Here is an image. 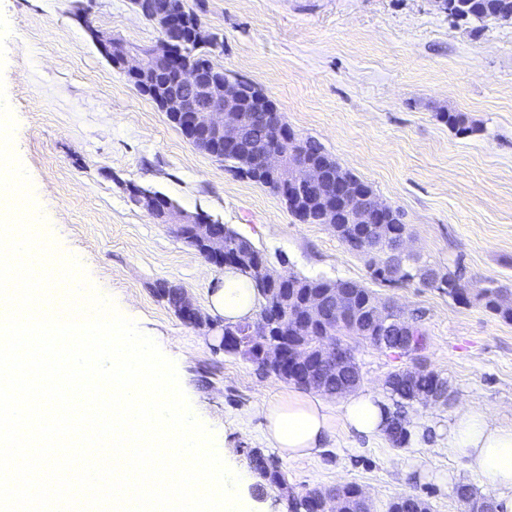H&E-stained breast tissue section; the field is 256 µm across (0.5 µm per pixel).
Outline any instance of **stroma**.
Wrapping results in <instances>:
<instances>
[{"instance_id":"obj_1","label":"stroma","mask_w":512,"mask_h":512,"mask_svg":"<svg viewBox=\"0 0 512 512\" xmlns=\"http://www.w3.org/2000/svg\"><path fill=\"white\" fill-rule=\"evenodd\" d=\"M224 41L216 62L261 88L300 137L317 139L345 169L403 214L405 246L440 273L463 270L471 289L512 299V25L459 20L434 0H186ZM139 46L159 33L131 0H0V83L15 119L12 149L57 254L77 259L91 286L174 360L196 415L249 469L274 455L264 406L288 385L241 357L213 352L208 329L187 326L156 288L181 287L208 310L222 271L128 201L137 184L188 214L229 225L272 264L310 278L372 285L417 318L419 360L351 339L360 391L386 394L396 371L421 363L444 377L450 404L414 402L404 446L338 432L317 456L281 460L293 493L359 486L370 512L404 494L430 512H464L459 485L479 486L449 455L458 407L512 422V322L415 283L372 284L364 259L333 228L301 224L284 201L196 149L166 114L99 53L88 30ZM465 115L476 132L440 118ZM419 463L406 472L404 462Z\"/></svg>"}]
</instances>
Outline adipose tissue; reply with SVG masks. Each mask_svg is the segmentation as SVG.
I'll use <instances>...</instances> for the list:
<instances>
[{
	"label": "adipose tissue",
	"mask_w": 512,
	"mask_h": 512,
	"mask_svg": "<svg viewBox=\"0 0 512 512\" xmlns=\"http://www.w3.org/2000/svg\"><path fill=\"white\" fill-rule=\"evenodd\" d=\"M209 302L212 313L228 323L253 317L258 307L250 281L231 270ZM391 415L388 401L375 392L350 395L335 409L320 391L292 388L264 407V437L282 457L295 461L314 457L340 430L383 436ZM448 450L467 460L482 486L496 493L498 512H512V424L497 422L478 407L460 408L448 427Z\"/></svg>",
	"instance_id": "1"
}]
</instances>
